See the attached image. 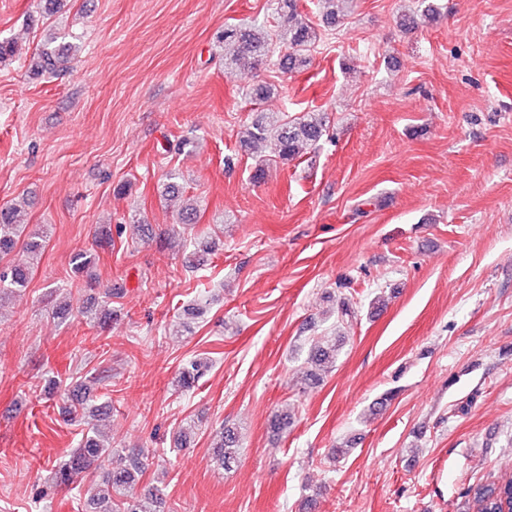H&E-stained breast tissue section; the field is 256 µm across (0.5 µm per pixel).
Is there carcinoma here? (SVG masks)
Listing matches in <instances>:
<instances>
[{
  "instance_id": "obj_1",
  "label": "carcinoma",
  "mask_w": 512,
  "mask_h": 512,
  "mask_svg": "<svg viewBox=\"0 0 512 512\" xmlns=\"http://www.w3.org/2000/svg\"><path fill=\"white\" fill-rule=\"evenodd\" d=\"M354 0H317L323 20L334 24L342 19ZM279 25L271 34L259 26H230L224 28L219 42L223 44L224 73L228 75L253 69L269 56L274 39L287 46L288 52L280 58L284 70H295L307 62L306 53L317 40V32L311 24L299 19L298 0H277ZM327 131V117L322 112L308 111L298 117L285 119L279 112L260 113L248 130L244 144L257 146L269 143L271 153L282 162H292L303 155L309 145L317 144ZM48 231L27 240L24 249L28 259L18 261L14 253L20 237L17 209L13 206L0 208V296L25 288L31 280L34 261L41 254ZM338 349L319 342L311 345L306 358L305 381L316 384L321 373L336 362ZM209 362L193 360L179 374L178 386L189 389L206 374ZM71 418L85 415L88 396L79 384L72 390ZM239 436L228 429L220 441L212 447L214 462L229 469L237 462ZM143 458L124 460L112 466V446L101 442L96 432L88 431L68 457L55 465L53 481L57 486L78 488L89 476L99 477V483L87 489L88 500L112 501L111 512H155L152 503L158 502L154 490L135 489L136 477L143 468ZM465 512H512V476L468 486L462 492Z\"/></svg>"
}]
</instances>
